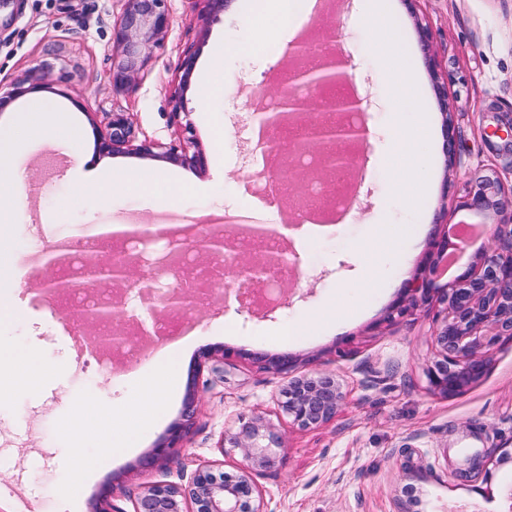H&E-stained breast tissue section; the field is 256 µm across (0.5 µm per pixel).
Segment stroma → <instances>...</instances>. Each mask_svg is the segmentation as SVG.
<instances>
[{
  "instance_id": "35a3bbf8",
  "label": "stroma",
  "mask_w": 512,
  "mask_h": 512,
  "mask_svg": "<svg viewBox=\"0 0 512 512\" xmlns=\"http://www.w3.org/2000/svg\"><path fill=\"white\" fill-rule=\"evenodd\" d=\"M270 0H229L223 13L201 19V0H170L172 26L164 41L139 71L135 81L113 89L107 75L112 66V26L120 17L122 0H11L0 10V87L9 88L39 64H48L50 95L69 113L81 137L69 152L37 138L7 161L25 169L32 187L26 207L29 218L12 242L21 251H53L91 224H160L189 230L198 214L209 222L235 220L267 224L274 217L307 204L295 189L281 198L258 197L254 180L266 177L255 166V143L249 130L261 112L266 93L282 83L293 66L288 56L272 57L279 32L272 26ZM366 0H317L310 20L296 41L327 42L348 61L351 81L345 90L363 101L362 119L376 140L390 126L392 107L383 91L384 72L368 46L356 17ZM399 50L410 56L421 78V92L434 117L433 176L424 205L415 211L392 195L383 167L372 146H364L356 168L339 175L334 187H356L357 218L335 235L305 245L286 238L290 265L281 278L289 295L272 312L248 311L237 301L200 297L193 309L155 310L166 325V343L186 341L180 377L188 379L202 348L224 346L235 354L202 371L201 396L187 435L183 464L163 469L141 467L148 449L164 438L179 418L185 396L177 394L163 420L142 448L123 457L103 449L105 467L85 483L74 502L75 512H90L101 489L114 485V505L130 512L133 497L149 482H180L183 468L220 464L233 470L237 457L219 448L226 427L242 414L266 415L286 436L281 466L257 475L255 483L266 512H399L409 502L412 512H449L454 504H472L477 512H507L512 469L496 471L491 483L459 474L466 456L481 453L497 458L512 448V342L492 349L486 374L463 393L442 398L432 392L425 368L434 348L432 313L418 312L400 321L387 315L401 298L410 276L422 267L448 225L472 219L488 225L482 215H468L457 205L475 172L497 170L512 185V141L493 137L492 129L512 120V0H393ZM432 32V50L424 52L417 22ZM223 38L227 47L220 81L223 93L202 99L196 80H189L183 98L194 140L202 147L204 168L148 159L133 153L102 156L97 152V128L112 113L127 116L137 135L163 142L180 132L169 102L177 65L185 52L204 63ZM448 76V107L440 109L432 68ZM452 126L444 128L443 114ZM452 131L453 155L443 150L444 131ZM115 172L142 168L159 172L162 181L152 195L137 189L116 190L111 204L96 194L76 196L69 172L76 159ZM417 224L422 235L405 272L390 273L369 296L351 294L347 302L360 316L340 327H316L289 345H278L276 327L302 321L321 310L352 280L357 268L355 247L364 242L371 225ZM58 269L18 280L19 312L0 318L5 334L48 342L52 375L37 397L17 395L0 403V495L13 498L21 512H61V485L69 470L70 449L60 428L72 400L90 394L107 406L121 404L125 377L154 358L164 343H146L142 355L99 371L82 346V327L66 329L62 319H76L67 296L46 294L42 282ZM288 356L297 372L319 369L336 373L345 400L325 426L302 431L283 417L277 406L283 376L260 369L254 354ZM413 445L432 465L433 474L415 481L405 493L400 450ZM38 479H31L32 468Z\"/></svg>"
}]
</instances>
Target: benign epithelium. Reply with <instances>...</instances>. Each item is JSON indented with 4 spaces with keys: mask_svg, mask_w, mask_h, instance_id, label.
<instances>
[{
    "mask_svg": "<svg viewBox=\"0 0 512 512\" xmlns=\"http://www.w3.org/2000/svg\"><path fill=\"white\" fill-rule=\"evenodd\" d=\"M169 2L124 0L123 12L112 26V69L108 74L112 87L123 88L131 83L153 48L163 42L172 24ZM315 54L311 43L293 47L291 57L296 65L289 71L288 81L269 95L277 102V109L264 110L260 122L276 131L292 126L303 128L305 139L293 146L289 154L304 150L319 159L323 170H347L356 161L354 148L366 144L367 140L364 124L345 120L362 112L361 99L353 95L339 100L326 97L328 90L347 84L350 76L343 70L342 62L328 52L324 53L322 63L308 65L307 59ZM194 63L192 53L179 60L178 89L171 95L176 117L184 111L181 90L187 85ZM46 87L45 69L39 65L10 91L0 94V110L17 98ZM180 128L181 134L168 143L140 140L128 118L114 112L107 131L98 133V153L109 156L131 151L150 159L204 166V152L199 149L189 152L193 144L187 136L191 132L190 123ZM458 208L493 218L491 246L445 285H437L429 271L411 279L403 300L388 315V321L393 322L421 310L436 309V327L432 333L435 356L426 374L431 389L444 397L456 396L478 380L486 371L487 353L503 340L512 341V189L505 188L493 171L477 172ZM162 234L170 235L172 231H154L144 225L137 231L112 236V253L105 258L92 251L85 252L79 272L81 283L93 288L107 283L127 287L141 283L134 274L138 261L118 245L142 235ZM259 237L283 239L280 233L261 227L242 225L239 232L233 233L203 225L200 233L182 239L181 244L198 257L225 258L228 262L225 273L235 284L258 297L270 285L280 260L270 255L258 260L247 258L237 239ZM160 304L164 309L184 310L192 305V300L184 291L175 290L163 297ZM78 321L104 349L118 346L129 335L130 316L114 298L78 316ZM233 355L234 351L222 346L201 350L190 377L181 418L170 426L167 437L145 455L146 467L165 468L175 461L196 412L197 378L205 364ZM253 360L276 374H287L293 367V361L286 356L269 358L256 353ZM344 399L343 386L336 375L310 372L288 378L279 392L277 405L291 424L302 430H314L336 416ZM220 448L240 454V463L234 470L200 464L184 483H150L132 502V512H265L254 476L283 462V435L261 414L242 415L224 429ZM400 455L403 458L400 468L408 480L420 478L429 468L423 456L411 446L403 447ZM460 473L485 482L493 477V471L482 465L479 454L467 458V468Z\"/></svg>",
    "mask_w": 512,
    "mask_h": 512,
    "instance_id": "obj_1",
    "label": "benign epithelium"
}]
</instances>
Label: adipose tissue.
<instances>
[{
	"instance_id": "adipose-tissue-1",
	"label": "adipose tissue",
	"mask_w": 512,
	"mask_h": 512,
	"mask_svg": "<svg viewBox=\"0 0 512 512\" xmlns=\"http://www.w3.org/2000/svg\"><path fill=\"white\" fill-rule=\"evenodd\" d=\"M390 0H369L359 17L370 47L382 63L387 91L393 104L392 121L385 141L378 151L386 165L387 178L395 196L407 207L416 209L426 199V181L431 171V118L420 98L419 77L409 59L397 47L396 30L392 24ZM78 131L72 127L55 102L37 99L17 112L8 122L0 123V162L35 136L50 138L68 146ZM84 160H76L74 184L78 194L101 192L105 184L119 187L135 185L150 192L155 174L138 172L134 176L112 178L99 170L88 171ZM30 186L24 170L13 168L0 174V227L18 229L23 225L22 213ZM420 230L414 224L377 225L371 239L354 249L358 276L356 287L370 289L385 275L384 261H392L405 269L411 247L416 245ZM179 347L171 346L129 376L127 406L110 409L99 404L96 397L76 401L72 420L64 430L74 463L64 483L62 496H76L80 484L101 466L98 449L109 448L116 454L134 452L144 436L161 418L170 395L180 385L177 357ZM47 358L45 342L17 343L14 337L0 333V396L5 394L39 393L45 387ZM93 414L100 421L96 431L86 430L80 423L84 414Z\"/></svg>"
}]
</instances>
